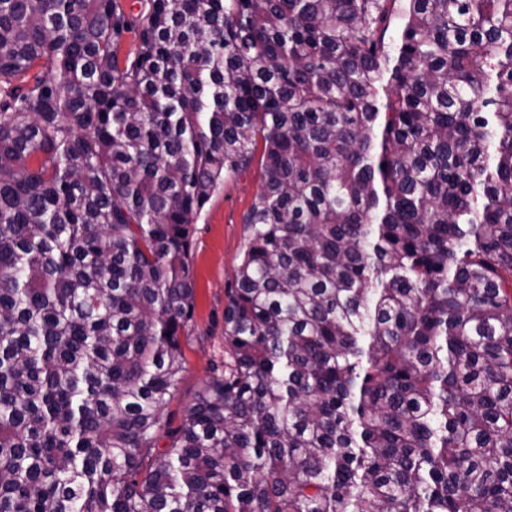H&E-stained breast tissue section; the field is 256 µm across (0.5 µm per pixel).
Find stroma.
I'll return each mask as SVG.
<instances>
[{
	"instance_id": "obj_1",
	"label": "stroma",
	"mask_w": 512,
	"mask_h": 512,
	"mask_svg": "<svg viewBox=\"0 0 512 512\" xmlns=\"http://www.w3.org/2000/svg\"><path fill=\"white\" fill-rule=\"evenodd\" d=\"M261 184L259 167L226 180L194 223L191 263L196 303L185 345L187 358L177 393L165 409L171 429H178L193 396L224 362V305L232 273L246 241L243 215Z\"/></svg>"
}]
</instances>
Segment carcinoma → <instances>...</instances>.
<instances>
[{
	"mask_svg": "<svg viewBox=\"0 0 512 512\" xmlns=\"http://www.w3.org/2000/svg\"><path fill=\"white\" fill-rule=\"evenodd\" d=\"M0 0V512H512V0ZM259 161L166 450L192 224Z\"/></svg>",
	"mask_w": 512,
	"mask_h": 512,
	"instance_id": "cac0c4a2",
	"label": "carcinoma"
}]
</instances>
